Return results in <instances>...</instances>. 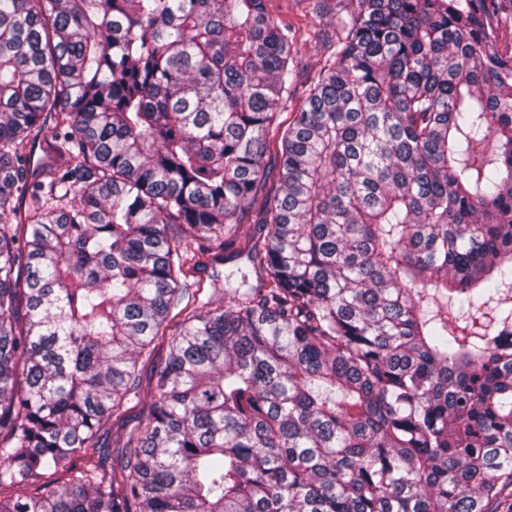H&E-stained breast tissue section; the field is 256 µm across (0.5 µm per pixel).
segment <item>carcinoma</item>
I'll list each match as a JSON object with an SVG mask.
<instances>
[{
    "label": "carcinoma",
    "mask_w": 512,
    "mask_h": 512,
    "mask_svg": "<svg viewBox=\"0 0 512 512\" xmlns=\"http://www.w3.org/2000/svg\"><path fill=\"white\" fill-rule=\"evenodd\" d=\"M350 2L261 197L297 39L264 0H0V512H493L512 487V0ZM199 233L257 285L200 299ZM56 160V153L53 149V143L49 137L37 141L31 150V168L40 171L52 165ZM150 399L147 397L146 390L142 391L138 399H133L127 404L130 408L123 418L114 422L112 431L114 433V446L115 438H126L130 433H137L144 423V417L148 412Z\"/></svg>",
    "instance_id": "obj_1"
}]
</instances>
